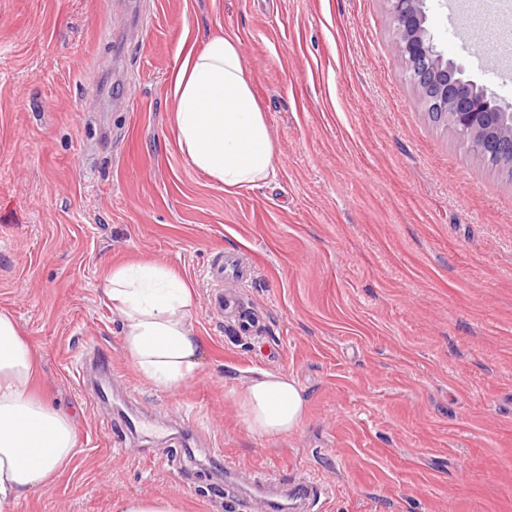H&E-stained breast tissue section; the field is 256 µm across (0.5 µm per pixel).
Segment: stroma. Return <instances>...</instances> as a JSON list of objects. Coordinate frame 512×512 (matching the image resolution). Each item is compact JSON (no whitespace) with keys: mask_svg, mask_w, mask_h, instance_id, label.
I'll return each instance as SVG.
<instances>
[{"mask_svg":"<svg viewBox=\"0 0 512 512\" xmlns=\"http://www.w3.org/2000/svg\"><path fill=\"white\" fill-rule=\"evenodd\" d=\"M426 11L445 58L512 105V44L478 37L512 0L478 31L469 0ZM218 34L276 146L252 190L194 168L172 123L177 57ZM395 41L386 0H0V310L79 448L14 512H230L214 448L320 484L322 512H512V178L432 121ZM220 251L249 270L226 289L257 334L210 309ZM138 263L195 292L204 357L174 389L137 373L104 294ZM260 371L305 391L295 432H248L230 392ZM118 512H182L178 501L170 498L125 499Z\"/></svg>","mask_w":512,"mask_h":512,"instance_id":"1","label":"stroma"}]
</instances>
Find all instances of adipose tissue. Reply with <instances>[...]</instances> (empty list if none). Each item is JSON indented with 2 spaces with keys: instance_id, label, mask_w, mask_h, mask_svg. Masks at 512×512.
Masks as SVG:
<instances>
[{
  "instance_id": "obj_1",
  "label": "adipose tissue",
  "mask_w": 512,
  "mask_h": 512,
  "mask_svg": "<svg viewBox=\"0 0 512 512\" xmlns=\"http://www.w3.org/2000/svg\"><path fill=\"white\" fill-rule=\"evenodd\" d=\"M181 152L225 190L254 188L276 169L274 141L245 77L237 40L211 37L170 75ZM104 292L123 319V349L149 383L194 379L204 344L194 335L192 289L164 266L113 268ZM37 357L14 317L0 311V512L48 486L77 454L71 418L30 389ZM234 396L250 434L277 438L302 424L308 399L288 375L263 371Z\"/></svg>"
}]
</instances>
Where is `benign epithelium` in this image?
<instances>
[{"instance_id":"7a95c632","label":"benign epithelium","mask_w":512,"mask_h":512,"mask_svg":"<svg viewBox=\"0 0 512 512\" xmlns=\"http://www.w3.org/2000/svg\"><path fill=\"white\" fill-rule=\"evenodd\" d=\"M387 2L398 33L396 53L411 72L420 97L466 135L469 148L498 157L512 170V112L490 105L485 91L438 50L427 26L425 0Z\"/></svg>"}]
</instances>
